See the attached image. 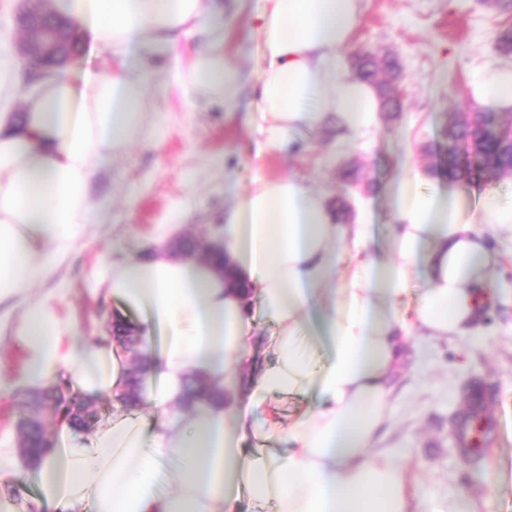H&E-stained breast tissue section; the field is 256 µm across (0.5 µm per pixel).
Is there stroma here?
Here are the masks:
<instances>
[{
	"label": "stroma",
	"instance_id": "35a3bbf8",
	"mask_svg": "<svg viewBox=\"0 0 512 512\" xmlns=\"http://www.w3.org/2000/svg\"><path fill=\"white\" fill-rule=\"evenodd\" d=\"M260 6V0L224 4V54L237 66L243 88L234 110H225L223 99L187 92L179 74L192 65L193 52L176 61L152 60L156 80L144 105L146 135L106 160L92 181L98 221L86 225L81 245L59 258L48 279L0 317V372L15 382L0 393V438L15 439V422L28 410L29 389L18 382L26 349L15 336L28 310L48 305L67 347L94 343L112 314L142 326V312L120 309L101 291L113 261L152 248L164 227L173 238L210 235L224 215L228 187L244 191L255 170L301 179L328 202L345 200L374 224L382 252L394 222L390 190L408 169L422 172L432 190L458 194L473 208L489 194L512 198V174L481 185H451L429 173L424 152L456 113L478 107L480 71L512 65L496 49L512 14L498 13L484 0H362L350 49L396 56L404 74L403 112L396 118L379 114L374 132L356 141L334 120L308 124L288 147L260 155L246 124L258 101ZM350 164L361 167L374 192L340 179ZM486 236L499 264L492 274L494 299L478 334L429 340L413 333L391 377L394 408L375 445L403 466L409 484L428 491L436 512H450L460 498L469 512H512V227H489ZM474 380L493 393L486 413L494 429L484 456L468 460L454 433Z\"/></svg>",
	"mask_w": 512,
	"mask_h": 512
}]
</instances>
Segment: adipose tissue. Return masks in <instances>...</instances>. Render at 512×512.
<instances>
[{
	"label": "adipose tissue",
	"mask_w": 512,
	"mask_h": 512,
	"mask_svg": "<svg viewBox=\"0 0 512 512\" xmlns=\"http://www.w3.org/2000/svg\"><path fill=\"white\" fill-rule=\"evenodd\" d=\"M259 98L251 114L257 149L286 145L300 125L331 115L367 136L380 110L372 85L345 71L343 51L361 21V0H261ZM111 54L81 82L62 73L40 81L20 119L0 113V308L48 278L78 246L95 212L89 184L100 165L140 137L150 93L148 59L178 56L205 40L184 81L224 98L241 92L221 46L224 32L206 0H55ZM480 103L512 106V67L483 72ZM397 222L388 254L375 255L372 225L337 223L324 197L303 181L254 173L224 211L214 235L230 267L176 258L167 237L150 257L129 256L103 279L104 294L142 312L139 352L159 383L155 417L121 415L90 442L61 430L38 472V493L0 512H411L400 466L371 448L392 408L388 381L411 338L400 307L419 293L422 335H474L498 261L481 225L512 224V200L424 188L418 174L392 189ZM277 327L276 358L247 377L256 331L253 304ZM309 329L327 351L322 365L302 352ZM162 331L155 340L154 331ZM19 336L24 378L45 386L70 371L92 395H119L126 375L110 345L63 348L47 307L29 310ZM204 373L224 392L182 424L185 376ZM277 395L310 397L289 424L270 408ZM264 445L244 449L246 437Z\"/></svg>",
	"instance_id": "1"
}]
</instances>
